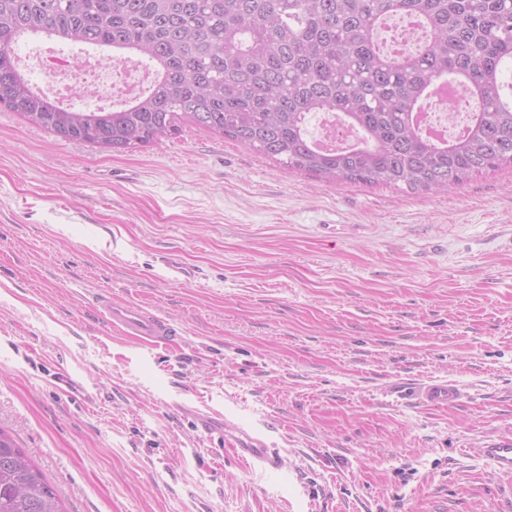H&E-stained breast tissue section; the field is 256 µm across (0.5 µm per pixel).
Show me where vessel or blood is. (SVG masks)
I'll return each mask as SVG.
<instances>
[{
  "label": "vessel or blood",
  "mask_w": 512,
  "mask_h": 512,
  "mask_svg": "<svg viewBox=\"0 0 512 512\" xmlns=\"http://www.w3.org/2000/svg\"><path fill=\"white\" fill-rule=\"evenodd\" d=\"M99 306L113 327L125 335L142 339L153 347L166 345L177 336L176 326L168 319L158 317L133 303L116 304L111 297L102 296ZM412 397L433 406H447L460 401L461 391L447 382H428L414 387ZM237 453L245 461L257 464L270 472L280 469V454L268 446L261 435H253L243 440ZM484 456L501 472L512 473V439H502L486 445Z\"/></svg>",
  "instance_id": "vessel-or-blood-1"
}]
</instances>
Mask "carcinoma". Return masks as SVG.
Here are the masks:
<instances>
[{"mask_svg":"<svg viewBox=\"0 0 512 512\" xmlns=\"http://www.w3.org/2000/svg\"><path fill=\"white\" fill-rule=\"evenodd\" d=\"M428 31L405 64L376 39L382 21ZM45 34L147 60L154 86L117 110L61 107L31 84L12 46ZM512 0H0V107L49 134L109 151L147 146L188 119L326 181L445 191L512 165ZM466 84L479 110L446 143L415 128L434 80ZM358 132L324 151L310 114ZM0 512H64L55 488L0 429Z\"/></svg>","mask_w":512,"mask_h":512,"instance_id":"1","label":"carcinoma"}]
</instances>
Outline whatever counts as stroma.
Returning a JSON list of instances; mask_svg holds the SVG:
<instances>
[{
    "label": "stroma",
    "instance_id": "stroma-1",
    "mask_svg": "<svg viewBox=\"0 0 512 512\" xmlns=\"http://www.w3.org/2000/svg\"><path fill=\"white\" fill-rule=\"evenodd\" d=\"M104 292L178 336L110 327ZM433 381L460 401L397 395ZM0 428L67 512H512L481 453L512 437V167L325 182L189 123L109 153L1 107ZM235 450L246 462L256 463L273 473L280 469L279 451L276 448H270L265 438L259 434L248 435Z\"/></svg>",
    "mask_w": 512,
    "mask_h": 512
}]
</instances>
